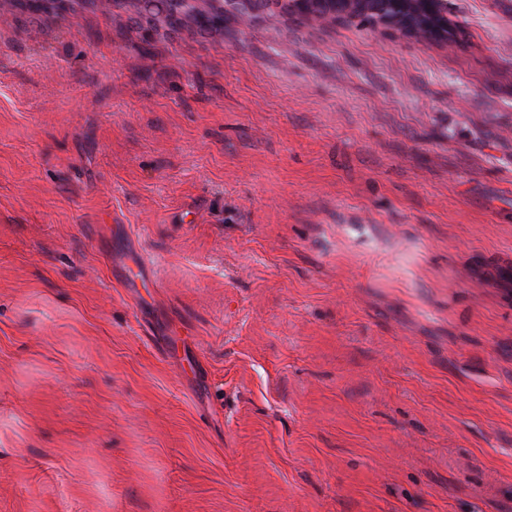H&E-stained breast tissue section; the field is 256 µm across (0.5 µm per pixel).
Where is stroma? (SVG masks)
Returning <instances> with one entry per match:
<instances>
[{"label":"stroma","instance_id":"1","mask_svg":"<svg viewBox=\"0 0 512 512\" xmlns=\"http://www.w3.org/2000/svg\"><path fill=\"white\" fill-rule=\"evenodd\" d=\"M240 9L0 0V512H512V0ZM168 19L173 23H187L192 21L202 29H213L215 24L224 23V17L210 21L209 11H202L197 9L195 6H190L188 13L185 11V7L182 0H172L166 11ZM349 3L340 4L341 8H347L353 15L360 18L361 21L370 23L377 15V11H383L384 0H341Z\"/></svg>","mask_w":512,"mask_h":512}]
</instances>
